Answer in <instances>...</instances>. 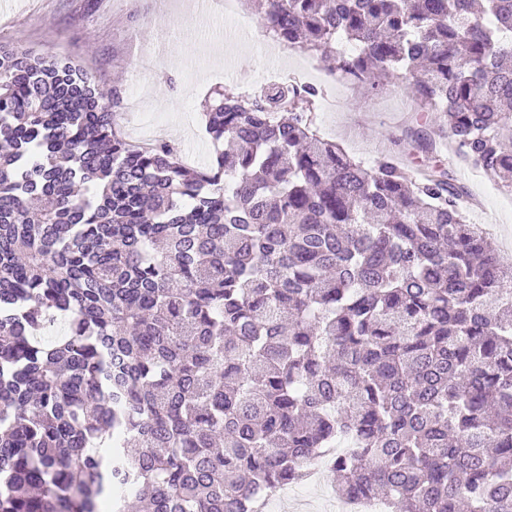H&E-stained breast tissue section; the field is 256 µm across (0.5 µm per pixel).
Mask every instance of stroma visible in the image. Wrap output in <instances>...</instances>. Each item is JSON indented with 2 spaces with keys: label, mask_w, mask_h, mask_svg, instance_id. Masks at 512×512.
<instances>
[{
  "label": "stroma",
  "mask_w": 512,
  "mask_h": 512,
  "mask_svg": "<svg viewBox=\"0 0 512 512\" xmlns=\"http://www.w3.org/2000/svg\"><path fill=\"white\" fill-rule=\"evenodd\" d=\"M262 29L256 13L203 18L190 0H0V44L75 60L117 91L130 137H138L140 121L160 120L168 140L195 147L196 168L213 153L202 122L216 86L212 76L222 72L226 86L257 91L272 63L257 39ZM322 87L342 109L321 137L366 161L386 156L413 171L425 167L424 155L413 152L403 134L415 118L402 87L390 84L377 94L327 81ZM456 176L479 202L470 221L490 217L493 237L512 233V196L474 170L460 167Z\"/></svg>",
  "instance_id": "1"
}]
</instances>
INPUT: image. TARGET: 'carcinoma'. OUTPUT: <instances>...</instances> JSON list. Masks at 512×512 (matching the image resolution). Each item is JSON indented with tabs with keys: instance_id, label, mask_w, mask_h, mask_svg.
<instances>
[{
	"instance_id": "obj_1",
	"label": "carcinoma",
	"mask_w": 512,
	"mask_h": 512,
	"mask_svg": "<svg viewBox=\"0 0 512 512\" xmlns=\"http://www.w3.org/2000/svg\"><path fill=\"white\" fill-rule=\"evenodd\" d=\"M257 2L512 190V0ZM317 105L214 90L194 170L76 61L0 46V512H264L331 448L344 499L512 512V267L453 169L352 158Z\"/></svg>"
}]
</instances>
